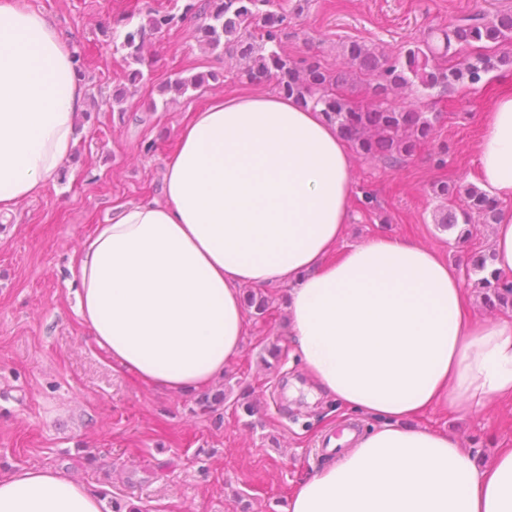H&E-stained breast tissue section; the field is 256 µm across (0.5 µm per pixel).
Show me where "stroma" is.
<instances>
[{"label": "stroma", "instance_id": "stroma-1", "mask_svg": "<svg viewBox=\"0 0 512 512\" xmlns=\"http://www.w3.org/2000/svg\"><path fill=\"white\" fill-rule=\"evenodd\" d=\"M51 15L87 57L83 82L91 118L59 178L43 194L0 221V474L48 467L83 482L121 507L142 512H283L294 486L327 462L319 451L326 431L365 432L369 418L342 416L334 399L315 396L300 364L264 367L265 345L288 344L284 288L266 293L270 309L252 319L241 354L225 368L231 399L247 394L254 416L230 403L202 412L197 392L171 394L115 369L78 314L69 263L114 203L158 199L163 170L177 148L176 130L211 96L242 90L234 56L207 49L198 22L183 17L184 0H27ZM292 15L284 42L289 57H318L338 67L341 44L356 40L394 55L428 29L480 10L512 13V0H281ZM179 15L178 24L151 37L142 66L149 79L127 95L121 110L106 106L123 87L128 63L114 50L115 21L144 4ZM218 73L217 82L166 100L162 89L177 75ZM512 90V68L494 72L483 90L456 88L408 106L436 112L433 140L397 167L356 160L354 197L376 195L374 212L353 205L346 239L385 233L410 238L466 267L490 248V228L457 241L434 222L430 185L476 182V146L489 101ZM151 152H144L145 144ZM448 150L444 166L430 156ZM422 424L457 434L463 447L486 461L495 448H512V400L495 401L466 418L435 409Z\"/></svg>", "mask_w": 512, "mask_h": 512}]
</instances>
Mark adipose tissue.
<instances>
[{
	"instance_id": "1",
	"label": "adipose tissue",
	"mask_w": 512,
	"mask_h": 512,
	"mask_svg": "<svg viewBox=\"0 0 512 512\" xmlns=\"http://www.w3.org/2000/svg\"><path fill=\"white\" fill-rule=\"evenodd\" d=\"M86 109L75 49L52 16L0 0V214L55 181ZM478 181L512 200V95L495 97ZM163 197L117 203L75 251L78 315L114 367L170 393L211 386L252 325L247 288L287 289L288 339L315 393L372 419L294 488L287 512H512V448L479 461L418 426L512 399V321L479 318L437 250L376 234L346 243L353 168L320 109L263 92L189 113ZM61 472L0 475V512H102Z\"/></svg>"
}]
</instances>
